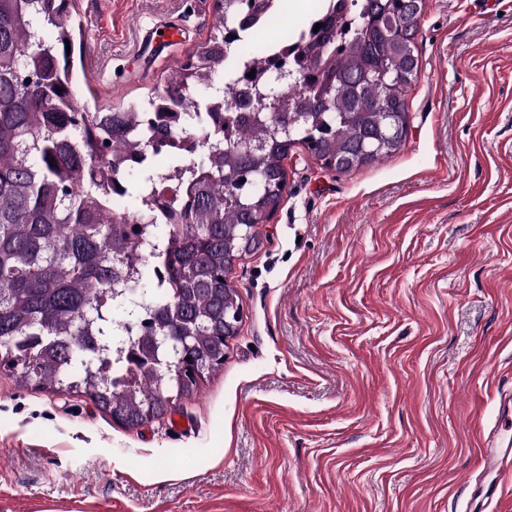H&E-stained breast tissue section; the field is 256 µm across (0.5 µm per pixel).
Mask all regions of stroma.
I'll return each instance as SVG.
<instances>
[{
  "mask_svg": "<svg viewBox=\"0 0 512 512\" xmlns=\"http://www.w3.org/2000/svg\"><path fill=\"white\" fill-rule=\"evenodd\" d=\"M317 0H281L263 35ZM75 93L143 105L213 34L216 0H79ZM180 29L156 48L159 25ZM409 130L339 173L302 146L231 281L224 365L137 429L0 370V512H512L481 439L512 394V0H425Z\"/></svg>",
  "mask_w": 512,
  "mask_h": 512,
  "instance_id": "stroma-1",
  "label": "stroma"
}]
</instances>
